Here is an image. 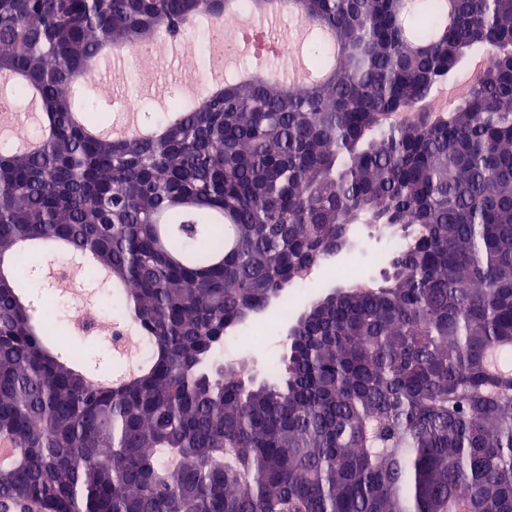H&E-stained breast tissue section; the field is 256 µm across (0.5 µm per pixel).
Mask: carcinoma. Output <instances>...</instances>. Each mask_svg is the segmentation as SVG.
<instances>
[{
    "instance_id": "obj_1",
    "label": "carcinoma",
    "mask_w": 512,
    "mask_h": 512,
    "mask_svg": "<svg viewBox=\"0 0 512 512\" xmlns=\"http://www.w3.org/2000/svg\"><path fill=\"white\" fill-rule=\"evenodd\" d=\"M225 0H0V94L39 92L37 151L0 148V497L46 512H512V0H299L341 56L305 85L174 97L152 140L91 138L74 85ZM495 68L453 112L416 110L464 57ZM84 122L111 116L90 106ZM360 224L389 274L320 297L256 380L225 334ZM107 275L149 371L96 388L20 291L31 246ZM111 449L102 462L98 450Z\"/></svg>"
}]
</instances>
